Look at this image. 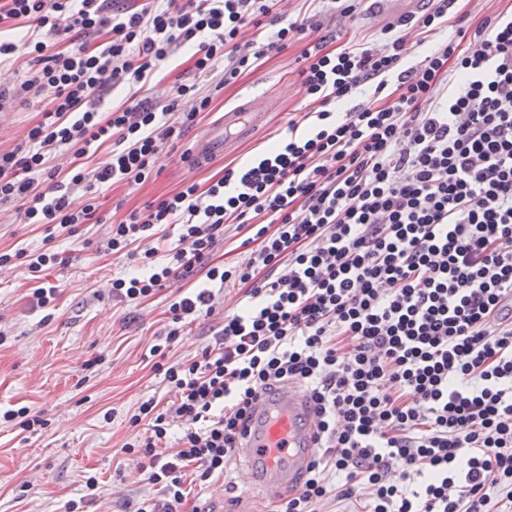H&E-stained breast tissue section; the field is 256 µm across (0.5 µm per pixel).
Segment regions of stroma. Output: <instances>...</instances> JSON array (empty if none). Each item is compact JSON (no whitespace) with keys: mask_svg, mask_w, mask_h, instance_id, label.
<instances>
[{"mask_svg":"<svg viewBox=\"0 0 512 512\" xmlns=\"http://www.w3.org/2000/svg\"><path fill=\"white\" fill-rule=\"evenodd\" d=\"M289 18L304 17L309 31L297 35L287 48L271 50L255 70L216 91V77L196 74L190 49L176 52L139 88L138 97L170 93L177 83H196L199 92H214V109L175 147L165 148L161 171L137 186L98 190L99 223L78 225L75 232L47 233L44 226L26 224L18 204H0V252L14 253L10 267L0 270V413L29 407L44 422L34 432L0 425V512H65L68 501L84 494L83 477L96 474L99 485L87 512H135L138 502L152 494L147 458L129 459L123 445L136 433L130 419L148 400L167 409L171 395L162 366L198 355L222 328V315L247 301L244 288L228 286L216 293V312L187 325L164 355H151L168 324V308L179 294L206 287L204 276L175 279L140 302L112 294V281L137 273V253L101 250L110 222L164 198L182 185L207 187L224 173L225 163L251 161L279 142L288 117L305 100L298 72L304 49L321 36L338 41L377 39L381 27L369 22L370 0H358L353 15L345 16L332 0H281ZM28 56L0 71L7 89L0 106V150L27 143V133L42 117L36 98L20 88L29 69ZM260 96L272 106L267 124L253 140L240 144L227 162L206 169L187 168L181 153L225 107L244 95ZM49 251L57 263L32 279L21 252ZM54 288L47 307L36 305L37 287ZM185 512H276L262 488L252 485L242 461L232 460L223 476L191 485Z\"/></svg>","mask_w":512,"mask_h":512,"instance_id":"1","label":"stroma"}]
</instances>
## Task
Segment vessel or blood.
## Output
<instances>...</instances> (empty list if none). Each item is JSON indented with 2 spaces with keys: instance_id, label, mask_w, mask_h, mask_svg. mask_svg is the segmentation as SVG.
Wrapping results in <instances>:
<instances>
[{
  "instance_id": "obj_1",
  "label": "vessel or blood",
  "mask_w": 512,
  "mask_h": 512,
  "mask_svg": "<svg viewBox=\"0 0 512 512\" xmlns=\"http://www.w3.org/2000/svg\"><path fill=\"white\" fill-rule=\"evenodd\" d=\"M267 114L258 99L245 98L206 128L189 150L193 169L211 165L264 124ZM321 446L317 419L300 386L282 385L257 401L236 456L247 461L248 478L276 499L299 484Z\"/></svg>"
}]
</instances>
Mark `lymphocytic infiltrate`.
Returning <instances> with one entry per match:
<instances>
[{
  "label": "lymphocytic infiltrate",
  "instance_id": "lymphocytic-infiltrate-1",
  "mask_svg": "<svg viewBox=\"0 0 512 512\" xmlns=\"http://www.w3.org/2000/svg\"><path fill=\"white\" fill-rule=\"evenodd\" d=\"M105 2L0 0V65L30 55L37 68L21 88L45 102L31 149L0 151V202H19L25 223L69 233L90 223L96 187L145 183L213 104L187 83L166 104L130 96L103 111L104 93L147 83L189 44L195 72L224 87L305 30L294 20L273 45L246 38L280 0H147L113 15ZM453 4L404 17L376 46L320 38L302 54L306 104L275 148L112 224L106 251L142 242L146 266L113 279V295L137 301L173 279L208 281L172 300L152 353L213 314L212 283L252 298L199 356L167 366L168 409L149 400L131 417L144 431L123 450L149 457L160 493L136 512H182L186 471L200 482L222 475L254 401L288 382L313 404L322 446L280 512L352 496L362 512L512 505V18L485 17L448 40ZM415 46L423 59L403 67ZM368 83L375 95L337 113ZM107 144V162L86 170ZM165 224L181 233L161 260L148 241ZM228 224L253 230L246 265L209 262Z\"/></svg>",
  "mask_w": 512,
  "mask_h": 512
}]
</instances>
